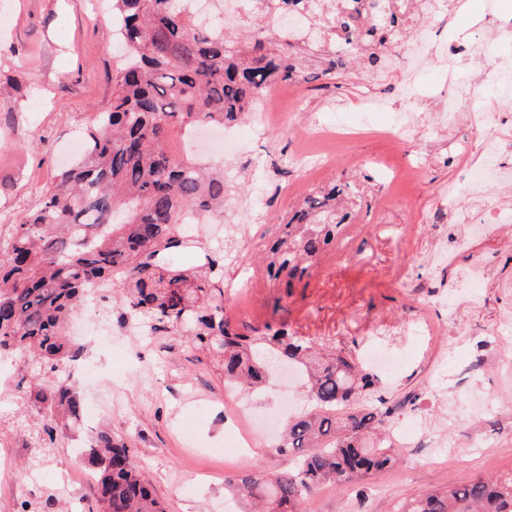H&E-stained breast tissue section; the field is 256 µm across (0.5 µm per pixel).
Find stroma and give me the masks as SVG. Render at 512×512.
<instances>
[{
	"mask_svg": "<svg viewBox=\"0 0 512 512\" xmlns=\"http://www.w3.org/2000/svg\"><path fill=\"white\" fill-rule=\"evenodd\" d=\"M108 0H0V209L15 221L35 208L62 168L61 154L81 138L96 113L112 105L116 54L105 31ZM311 80L278 83L280 125L263 139L250 136L260 121L251 110L240 123L235 157L241 191L232 221L236 232L204 229L206 247L242 255L239 273L252 283L248 310L232 315L243 331L264 324H287L291 333L327 350L361 358L375 342L399 365L387 382L389 403L402 404L396 423L426 422L432 439L449 436L452 450L406 448L391 472H378L359 487H319L306 512H391L402 499L428 486H448L512 472V236L490 237L475 250L456 253L452 265H436L439 243L448 234L431 221L443 190L463 173L448 160L447 136L429 135L434 115L425 103L410 102L412 130L387 144L374 135L341 150L314 143L311 156L332 155V166L303 178L299 138L310 121H327L332 108L349 114L363 104L355 90L357 69L324 72L305 62ZM383 160L398 167L422 157L426 165L407 190L379 200L376 182L353 172L356 158ZM354 181L364 205L345 232L348 252L326 255L319 268L293 292L270 284L261 257L276 226L295 208L308 182ZM295 192L281 196V185ZM492 261L491 274L477 291L430 301L417 282L436 280L454 287L477 258ZM431 305L434 332L411 342L408 329L423 305ZM114 351L104 363L103 381L112 391V410L101 418L137 460L166 512H225L230 495L225 478L237 468L269 473L288 470L291 457L274 452L269 439L254 442L248 458L222 452L228 432L242 413L224 403V375L205 352L185 337L127 336L113 323ZM490 341L495 361L483 373L459 382L457 368ZM489 402L490 411L470 425L462 411L469 397ZM17 436L0 433V512H16L20 501L63 488L71 512H93L96 503L84 484L85 465L62 439L37 483L20 488L28 449Z\"/></svg>",
	"mask_w": 512,
	"mask_h": 512,
	"instance_id": "stroma-1",
	"label": "stroma"
}]
</instances>
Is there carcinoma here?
I'll list each match as a JSON object with an SVG mask.
<instances>
[{
  "mask_svg": "<svg viewBox=\"0 0 512 512\" xmlns=\"http://www.w3.org/2000/svg\"><path fill=\"white\" fill-rule=\"evenodd\" d=\"M111 2L119 41L112 107L87 129L85 154L0 239V360L18 362L23 416L11 429L36 449L30 468L53 460L58 438L81 434L100 512H164L112 431L80 426L68 371L83 347L67 325L93 285L112 292L122 320L153 336L189 337L221 365L226 383L261 391L276 378L270 360L278 358L303 382L312 408L288 419L276 448L294 466L275 475L244 469L225 480L245 512H303L324 483L345 487L397 466L401 449L386 436L402 405H388L375 373L349 355L315 350L284 327L239 332L224 316L233 260L223 254L204 251L191 271L175 263L198 243L185 226L224 217L239 185L224 181L222 165L171 156L168 129L241 121L265 89L302 78L300 56L290 47L268 51L264 23L245 50L224 30L198 23L185 0ZM336 28L359 53L338 48L325 57L327 70L355 57L374 70L395 17L362 25L340 12ZM361 202L356 186L342 180L309 195L266 249L268 278L291 289L310 275ZM58 500V491L47 490L20 509L55 512ZM391 512H512V473L430 488Z\"/></svg>",
  "mask_w": 512,
  "mask_h": 512,
  "instance_id": "cac0c4a2",
  "label": "carcinoma"
}]
</instances>
